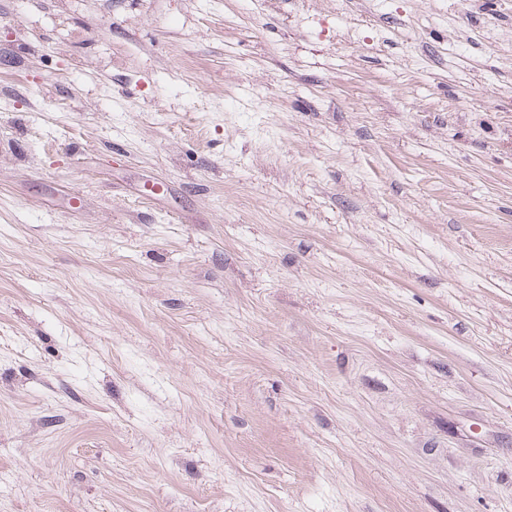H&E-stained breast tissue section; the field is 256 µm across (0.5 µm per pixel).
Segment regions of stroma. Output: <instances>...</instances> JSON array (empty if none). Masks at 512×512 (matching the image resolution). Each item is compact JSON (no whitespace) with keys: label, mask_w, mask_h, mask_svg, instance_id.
Instances as JSON below:
<instances>
[{"label":"stroma","mask_w":512,"mask_h":512,"mask_svg":"<svg viewBox=\"0 0 512 512\" xmlns=\"http://www.w3.org/2000/svg\"><path fill=\"white\" fill-rule=\"evenodd\" d=\"M0 512H512V0H0Z\"/></svg>","instance_id":"35a3bbf8"}]
</instances>
